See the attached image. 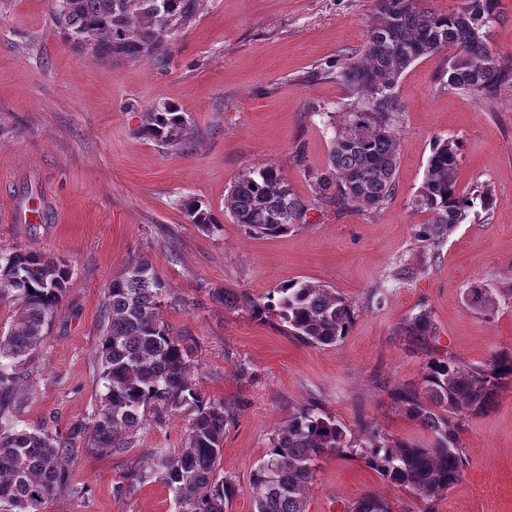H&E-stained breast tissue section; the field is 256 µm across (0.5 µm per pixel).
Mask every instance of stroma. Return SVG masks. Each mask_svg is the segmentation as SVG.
Listing matches in <instances>:
<instances>
[{"label":"stroma","mask_w":512,"mask_h":512,"mask_svg":"<svg viewBox=\"0 0 512 512\" xmlns=\"http://www.w3.org/2000/svg\"><path fill=\"white\" fill-rule=\"evenodd\" d=\"M51 0H0V251L33 250L67 263L70 286L42 351L15 389L13 422L66 434L105 394L98 360L106 288L133 262L167 281L174 303L161 316L190 339L189 373L205 398L236 407L224 431L220 470L237 493L225 512H253L251 473L273 435L315 402L354 444L429 441L395 394L418 386L430 355L465 369L512 352V82L492 100L438 89L440 57L415 61L399 78L397 193L385 208L358 213L320 204L308 222L278 237L248 234L224 211L245 172L271 165L290 191L315 198L328 167L345 87L325 71L355 55L377 0H202L176 34L166 65L150 58L84 59L49 23ZM171 105L188 121L190 149L142 135L143 113ZM461 145L457 182L488 185L493 209L467 218L437 250L418 241L425 216L411 204L432 144ZM206 205L212 231L190 224L185 200ZM290 280L349 299L356 320L332 346H310L277 322L212 298L224 288L259 298ZM487 288L495 310L466 299ZM428 309L433 350L400 334ZM187 421L146 418L127 453L106 456L75 441L71 487L44 512H178L162 482L130 475L160 449L180 447ZM467 457L462 478L423 501L359 459L315 463L307 512H342L364 495L392 512H512V384L494 405L460 420Z\"/></svg>","instance_id":"35a3bbf8"}]
</instances>
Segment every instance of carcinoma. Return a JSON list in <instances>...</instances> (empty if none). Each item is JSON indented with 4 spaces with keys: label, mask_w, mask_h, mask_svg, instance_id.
Listing matches in <instances>:
<instances>
[{
    "label": "carcinoma",
    "mask_w": 512,
    "mask_h": 512,
    "mask_svg": "<svg viewBox=\"0 0 512 512\" xmlns=\"http://www.w3.org/2000/svg\"><path fill=\"white\" fill-rule=\"evenodd\" d=\"M201 0H52L51 25L63 40L97 61L168 58L175 34L195 20ZM496 0H462L455 9L431 11L421 0H379L375 22L359 57L336 65V80L346 88L333 137L329 165L315 177L316 196L337 207L376 212L396 193V129L401 109L395 87L403 72L423 57L448 52L438 70L443 90L491 99L512 81L505 64L488 45L496 19ZM187 121L170 105L144 113L142 130L162 145L187 149ZM460 146L433 143L423 182L412 207L429 215L419 241L442 243L480 207L490 212L496 197L490 186L460 191ZM190 223L209 231L217 224L211 210L195 200L183 202ZM308 203L290 193L279 169L267 166L242 174L224 200L234 223L257 236L274 237L308 223ZM65 262L33 250L0 252V299L16 303L10 332L0 338V512H44L49 498L68 489L74 439L88 435V447L115 456L133 447L150 410L155 423L183 413L185 442L174 452L158 450L138 468L134 483L162 481L175 493L180 512H224L235 483L220 475L224 430L236 411L207 400L188 374L191 345L171 335L160 318L170 288L144 262L131 264L112 280L104 297L105 328L99 357L106 393L90 421L61 437L47 426L17 430L13 394L43 347L70 282ZM471 306L494 310L486 289H469ZM252 317L276 320L285 331L311 346L333 345L348 335L354 307L323 285L290 281L263 300H245ZM408 342L432 348L431 312L410 315L402 327ZM512 380V352L493 355L488 364L465 370L448 358L432 356L422 378V393L405 389L396 398L432 434L427 446L391 445L379 437L366 446L348 440L343 426L315 404L297 409L271 438L252 473L258 490L254 512H306L305 493L315 461L327 454L358 456L365 466L420 499L434 498L457 483L466 458L458 416L479 415L495 402L501 383ZM344 512H392L383 499L366 495Z\"/></svg>",
    "instance_id": "obj_1"
}]
</instances>
